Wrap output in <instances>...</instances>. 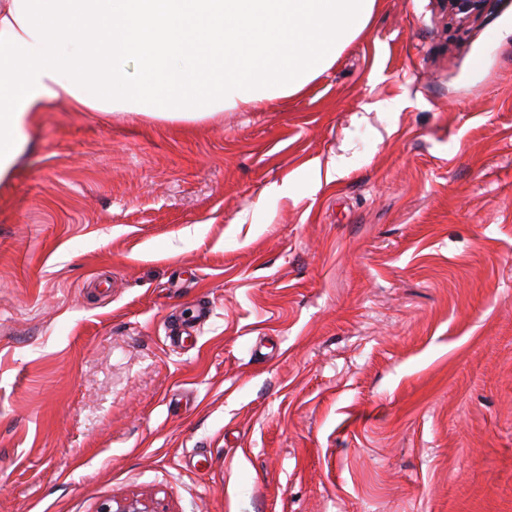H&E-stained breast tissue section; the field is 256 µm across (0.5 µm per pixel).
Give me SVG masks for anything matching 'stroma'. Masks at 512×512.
<instances>
[{
    "mask_svg": "<svg viewBox=\"0 0 512 512\" xmlns=\"http://www.w3.org/2000/svg\"><path fill=\"white\" fill-rule=\"evenodd\" d=\"M512 512V0H377L301 93L39 113L0 180V512ZM494 0H437L443 10L463 27L480 18Z\"/></svg>",
    "mask_w": 512,
    "mask_h": 512,
    "instance_id": "35a3bbf8",
    "label": "stroma"
}]
</instances>
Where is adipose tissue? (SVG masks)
<instances>
[{
	"label": "adipose tissue",
	"mask_w": 512,
	"mask_h": 512,
	"mask_svg": "<svg viewBox=\"0 0 512 512\" xmlns=\"http://www.w3.org/2000/svg\"><path fill=\"white\" fill-rule=\"evenodd\" d=\"M377 0H0V180L39 112L200 120L297 95ZM141 75L125 76L128 59Z\"/></svg>",
	"instance_id": "adipose-tissue-1"
}]
</instances>
